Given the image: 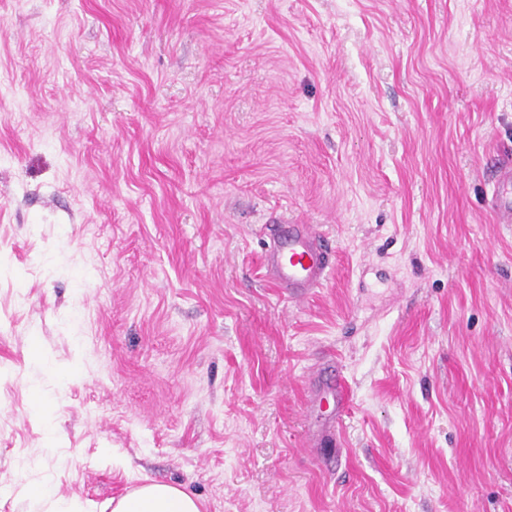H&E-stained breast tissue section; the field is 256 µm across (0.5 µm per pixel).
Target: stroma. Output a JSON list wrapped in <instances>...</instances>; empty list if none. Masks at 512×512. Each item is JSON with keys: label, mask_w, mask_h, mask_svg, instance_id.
Segmentation results:
<instances>
[{"label": "stroma", "mask_w": 512, "mask_h": 512, "mask_svg": "<svg viewBox=\"0 0 512 512\" xmlns=\"http://www.w3.org/2000/svg\"><path fill=\"white\" fill-rule=\"evenodd\" d=\"M507 161L512 0H0V512H512ZM490 210L498 224H512V166L499 170L492 190ZM265 226L270 243L262 255L269 282L289 299L310 294L327 280L332 251L314 224H297L283 216ZM311 399L308 403L310 411H317L327 393L335 394L336 402V421L326 419L323 426L333 427L341 414L348 408L350 399V389L346 380L336 373V377L326 376L325 373L319 372L310 379ZM113 512H200L198 499L179 486L150 481L112 501ZM27 496L32 512H75L81 511L77 504L56 497L57 493L49 484H37L29 488Z\"/></svg>", "instance_id": "1"}]
</instances>
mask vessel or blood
<instances>
[{
  "label": "vessel or blood",
  "mask_w": 512,
  "mask_h": 512,
  "mask_svg": "<svg viewBox=\"0 0 512 512\" xmlns=\"http://www.w3.org/2000/svg\"><path fill=\"white\" fill-rule=\"evenodd\" d=\"M490 210L497 223L512 224V166L502 167L492 190ZM269 244L262 265L269 282L286 297L300 299L320 287L331 270L332 251L327 236L315 225L299 224L288 217L267 225ZM310 411H317L326 394H334L337 412H344L350 399L343 377L317 373L310 379Z\"/></svg>",
  "instance_id": "vessel-or-blood-1"
}]
</instances>
